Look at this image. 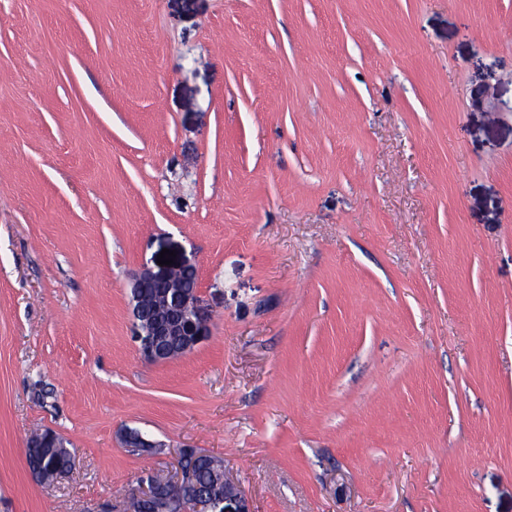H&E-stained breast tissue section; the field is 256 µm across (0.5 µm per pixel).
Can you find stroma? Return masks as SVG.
Wrapping results in <instances>:
<instances>
[{
	"instance_id": "obj_1",
	"label": "stroma",
	"mask_w": 512,
	"mask_h": 512,
	"mask_svg": "<svg viewBox=\"0 0 512 512\" xmlns=\"http://www.w3.org/2000/svg\"><path fill=\"white\" fill-rule=\"evenodd\" d=\"M165 248L210 337L152 364ZM185 446L249 512H512V0H0V512ZM60 442H63V440L57 433L50 429L45 430V432L41 433L38 437L28 442L26 450L27 455L33 454L40 456L43 452V448H48L45 451V458L40 475L38 476V474L34 472L35 475L39 477L41 483L51 482L55 478V468H60L68 463L69 457L66 448H53L57 447ZM31 474L36 478L32 471Z\"/></svg>"
}]
</instances>
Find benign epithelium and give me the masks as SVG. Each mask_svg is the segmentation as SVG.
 Returning a JSON list of instances; mask_svg holds the SVG:
<instances>
[{
  "mask_svg": "<svg viewBox=\"0 0 512 512\" xmlns=\"http://www.w3.org/2000/svg\"><path fill=\"white\" fill-rule=\"evenodd\" d=\"M129 288L132 315L139 331L136 339L139 352L150 363H161L192 352L207 340L209 330L197 311V287L188 288L174 275V268L165 266L158 270L144 267L130 277ZM62 439L47 429L30 440L26 453L40 455L45 448L58 446ZM122 444L126 448L147 451L156 444L134 430L125 432ZM204 457L200 450H179L178 467L172 474L152 473L138 481L133 494L147 501L154 512H184L182 502L166 495L172 486L190 484L191 470L186 466L189 453ZM224 494L203 497L195 504V512H248L244 508L241 491L229 473L222 474Z\"/></svg>",
  "mask_w": 512,
  "mask_h": 512,
  "instance_id": "obj_1",
  "label": "benign epithelium"
}]
</instances>
